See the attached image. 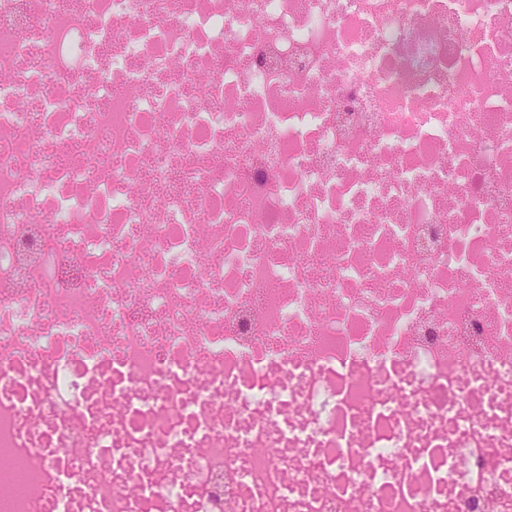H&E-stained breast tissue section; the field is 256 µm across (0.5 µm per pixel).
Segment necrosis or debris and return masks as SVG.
I'll return each mask as SVG.
<instances>
[{
	"label": "necrosis or debris",
	"instance_id": "obj_1",
	"mask_svg": "<svg viewBox=\"0 0 512 512\" xmlns=\"http://www.w3.org/2000/svg\"><path fill=\"white\" fill-rule=\"evenodd\" d=\"M0 512H512V0H0ZM2 455L10 457L15 476L14 494L17 498H25L30 492L28 482V461L26 456L13 454L10 448H0Z\"/></svg>",
	"mask_w": 512,
	"mask_h": 512
}]
</instances>
